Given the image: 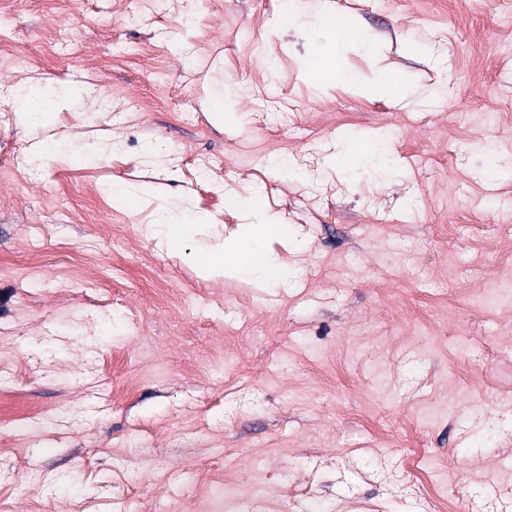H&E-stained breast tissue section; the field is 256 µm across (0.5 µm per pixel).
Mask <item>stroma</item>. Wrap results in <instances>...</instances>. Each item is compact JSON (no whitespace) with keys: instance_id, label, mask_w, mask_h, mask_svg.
I'll return each instance as SVG.
<instances>
[{"instance_id":"obj_1","label":"stroma","mask_w":512,"mask_h":512,"mask_svg":"<svg viewBox=\"0 0 512 512\" xmlns=\"http://www.w3.org/2000/svg\"><path fill=\"white\" fill-rule=\"evenodd\" d=\"M0 512H512V0H0ZM184 216L168 209L164 210L161 213L159 224L151 227V234L169 245L178 244L188 227V224H185ZM231 268L237 273H250L264 278L280 277L270 258L255 247L222 248L216 253L207 254L201 260L205 271Z\"/></svg>"}]
</instances>
